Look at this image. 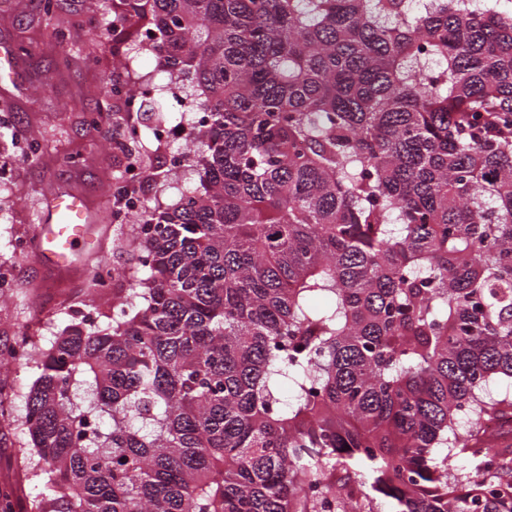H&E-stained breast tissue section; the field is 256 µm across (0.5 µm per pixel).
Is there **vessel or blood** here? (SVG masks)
Here are the masks:
<instances>
[{
	"label": "vessel or blood",
	"mask_w": 512,
	"mask_h": 512,
	"mask_svg": "<svg viewBox=\"0 0 512 512\" xmlns=\"http://www.w3.org/2000/svg\"><path fill=\"white\" fill-rule=\"evenodd\" d=\"M89 215L84 202L74 195H53L48 215L39 227L41 257L56 266L69 265L76 249L88 244Z\"/></svg>",
	"instance_id": "1"
}]
</instances>
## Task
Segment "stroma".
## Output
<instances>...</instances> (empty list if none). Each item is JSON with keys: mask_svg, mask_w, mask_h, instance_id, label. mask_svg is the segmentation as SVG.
<instances>
[{"mask_svg": "<svg viewBox=\"0 0 512 512\" xmlns=\"http://www.w3.org/2000/svg\"><path fill=\"white\" fill-rule=\"evenodd\" d=\"M58 14L77 17L83 24L71 31L70 62L59 68L61 49L33 0H0V46L33 42L32 55L17 57L11 77L0 79V271L6 273L9 290L0 302V353L8 352L15 336L25 332L38 344H47L65 327L78 323L88 307L110 310L113 295L127 287L115 279L112 295L96 294L91 271L107 262L121 271H134L137 251L133 227L112 223V186L130 165L126 151L115 139L125 137L118 104L96 94L102 81L118 76L112 65V38L93 39L100 16L89 0H59ZM104 112L108 122L91 125L87 117ZM22 131L53 140L56 148L40 157L20 153L11 131ZM184 148L173 140L160 148H136L142 168L151 176L141 182L147 201L172 202L190 180L169 165L171 154ZM77 195L84 199L90 217L92 243L72 265L57 267L38 252L22 255L13 244L20 238H36L49 194ZM39 356L29 364L12 366L0 378V400H7L13 415L0 421V486L14 488V512H33L40 484L31 474L23 453L27 435L22 421L25 396L38 375Z\"/></svg>", "mask_w": 512, "mask_h": 512, "instance_id": "1", "label": "stroma"}]
</instances>
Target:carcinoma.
<instances>
[{
    "label": "carcinoma",
    "mask_w": 512,
    "mask_h": 512,
    "mask_svg": "<svg viewBox=\"0 0 512 512\" xmlns=\"http://www.w3.org/2000/svg\"><path fill=\"white\" fill-rule=\"evenodd\" d=\"M111 2L198 184L42 352L34 512H512V0Z\"/></svg>",
    "instance_id": "obj_1"
}]
</instances>
